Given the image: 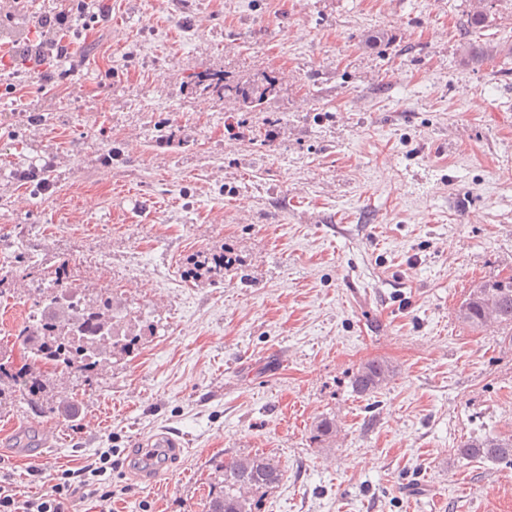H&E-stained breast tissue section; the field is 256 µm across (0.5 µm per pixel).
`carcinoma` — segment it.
Returning a JSON list of instances; mask_svg holds the SVG:
<instances>
[{
  "mask_svg": "<svg viewBox=\"0 0 512 512\" xmlns=\"http://www.w3.org/2000/svg\"><path fill=\"white\" fill-rule=\"evenodd\" d=\"M486 0H472L469 25L479 27L487 20ZM201 94L222 98L229 93L243 102L258 105L276 89V80L248 87L230 85L221 73L197 76ZM235 264L230 251L220 255L203 253L194 262L188 279L205 271L211 278L224 281V272ZM68 264L62 262L48 270H34L46 287L39 289L35 306L43 322H25L15 332L16 343L26 362L14 364L12 351L0 348V409L23 397L28 405L43 413L67 410L74 406L55 380L73 377L92 385L101 367L122 360L138 349L142 337L153 332L144 324L126 300L112 294L91 291L77 279L63 275ZM459 318L473 328L494 321L512 325V277L481 283L470 291L458 310ZM395 373L391 363L373 359L361 365L354 377L355 390L369 395L387 385ZM336 422L324 418L311 432L312 440L322 443L336 438ZM462 455L512 464V439L485 437L463 443ZM283 477L276 461L269 457H240L215 464V473L205 503V512H259L267 492Z\"/></svg>",
  "mask_w": 512,
  "mask_h": 512,
  "instance_id": "cac0c4a2",
  "label": "carcinoma"
}]
</instances>
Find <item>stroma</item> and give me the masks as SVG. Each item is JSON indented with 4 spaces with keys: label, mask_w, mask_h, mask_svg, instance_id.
Returning a JSON list of instances; mask_svg holds the SVG:
<instances>
[{
    "label": "stroma",
    "mask_w": 512,
    "mask_h": 512,
    "mask_svg": "<svg viewBox=\"0 0 512 512\" xmlns=\"http://www.w3.org/2000/svg\"><path fill=\"white\" fill-rule=\"evenodd\" d=\"M107 3L66 82L0 64V345L23 268L63 260L154 332L74 383L76 418L1 412L0 476L45 494L108 448L62 512H202L216 462L260 455L283 473L261 512H512V466L459 453L512 437V326L458 317L512 276V56L472 58L512 47V0L468 34L470 0ZM68 5L0 0V54ZM203 72L277 89L251 107L195 93ZM45 164L50 190L19 179ZM227 247L223 282L183 279ZM373 359L396 374L358 395ZM163 432L182 448L136 464Z\"/></svg>",
    "instance_id": "stroma-1"
}]
</instances>
